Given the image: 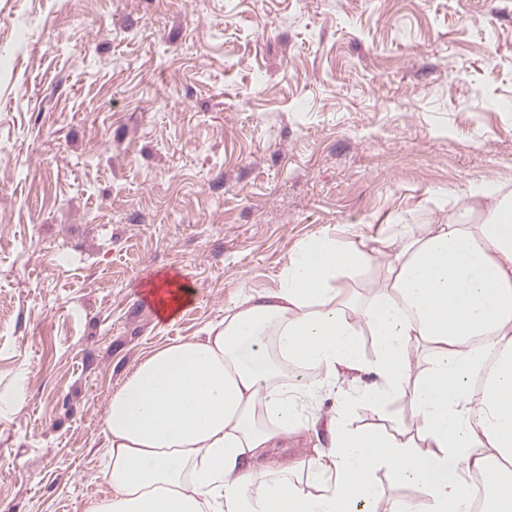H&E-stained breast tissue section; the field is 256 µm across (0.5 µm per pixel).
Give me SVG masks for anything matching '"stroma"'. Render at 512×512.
<instances>
[{"mask_svg": "<svg viewBox=\"0 0 512 512\" xmlns=\"http://www.w3.org/2000/svg\"><path fill=\"white\" fill-rule=\"evenodd\" d=\"M474 181L512 190V0H0V512L110 495L112 392L303 238L374 248L368 288ZM337 405L288 438L301 485ZM163 319H171L190 301L192 292L176 279H162L149 291Z\"/></svg>", "mask_w": 512, "mask_h": 512, "instance_id": "35a3bbf8", "label": "stroma"}]
</instances>
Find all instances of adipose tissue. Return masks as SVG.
I'll use <instances>...</instances> for the list:
<instances>
[{"mask_svg":"<svg viewBox=\"0 0 512 512\" xmlns=\"http://www.w3.org/2000/svg\"><path fill=\"white\" fill-rule=\"evenodd\" d=\"M463 197L447 223L400 225L388 277L364 303L349 281L371 251L317 233L275 291L150 352L109 399L100 457L112 494L84 512H375L379 469L415 490L387 512H472L477 474L492 488L487 512H512V191L475 182ZM418 348L430 357L421 370ZM344 376L356 387L339 388ZM323 388L338 407L314 493L277 451L315 426ZM403 391L411 431L350 423Z\"/></svg>","mask_w":512,"mask_h":512,"instance_id":"adipose-tissue-1","label":"adipose tissue"}]
</instances>
